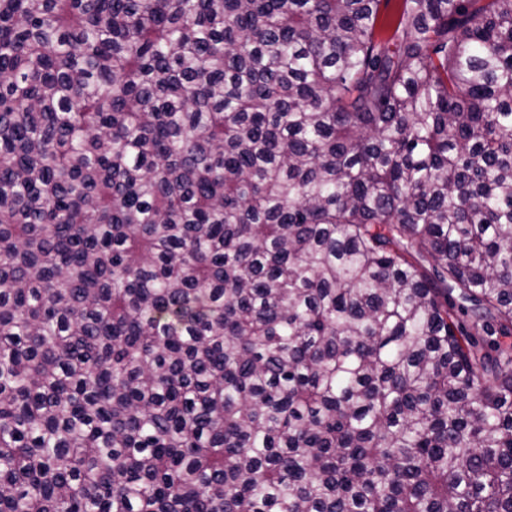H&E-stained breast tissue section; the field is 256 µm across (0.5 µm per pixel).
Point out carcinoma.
I'll list each match as a JSON object with an SVG mask.
<instances>
[{
  "instance_id": "1",
  "label": "carcinoma",
  "mask_w": 512,
  "mask_h": 512,
  "mask_svg": "<svg viewBox=\"0 0 512 512\" xmlns=\"http://www.w3.org/2000/svg\"><path fill=\"white\" fill-rule=\"evenodd\" d=\"M0 0V512H512V0Z\"/></svg>"
}]
</instances>
